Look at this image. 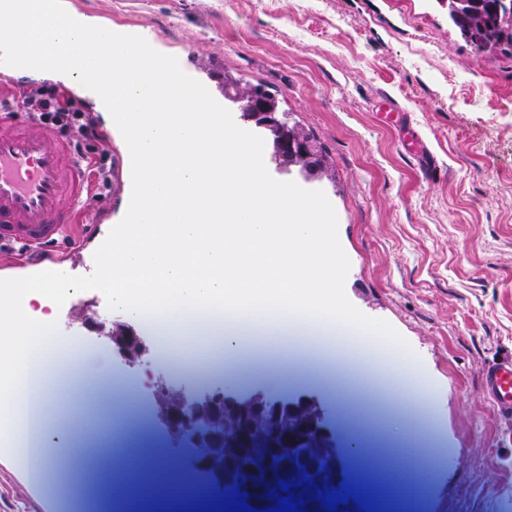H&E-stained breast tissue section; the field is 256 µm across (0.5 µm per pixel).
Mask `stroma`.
<instances>
[{
	"label": "stroma",
	"instance_id": "stroma-1",
	"mask_svg": "<svg viewBox=\"0 0 512 512\" xmlns=\"http://www.w3.org/2000/svg\"><path fill=\"white\" fill-rule=\"evenodd\" d=\"M63 10L113 30L137 32L153 54L182 68L189 84L223 99L212 71L276 90L283 109L328 150L336 179L310 181L260 158L268 180L323 204L341 258L336 293L392 347L367 352L356 379H254L240 391L308 390L324 398L344 440L381 424L399 483L360 470L354 485L393 512H512V422L500 418L482 370L512 355V57H476L448 21L447 0H59ZM402 108L431 154L422 172L377 105ZM112 191L90 199L80 222L93 229L68 264L78 289L57 306L53 333L88 355L107 356L114 377H138L139 408L121 433L139 467L164 455L174 474L194 476L191 449L171 441L150 414L153 383L167 360L128 367L76 308L101 312L104 289L83 259L106 244L105 226L130 206L129 165L119 137ZM408 358L429 388L387 373ZM0 512H67L13 449L0 446Z\"/></svg>",
	"mask_w": 512,
	"mask_h": 512
}]
</instances>
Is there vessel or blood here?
I'll use <instances>...</instances> for the list:
<instances>
[{
  "label": "vessel or blood",
  "instance_id": "b4317fda",
  "mask_svg": "<svg viewBox=\"0 0 512 512\" xmlns=\"http://www.w3.org/2000/svg\"><path fill=\"white\" fill-rule=\"evenodd\" d=\"M19 102L0 100V257L24 249H45L71 235L90 197L84 166L68 145L44 125L20 119ZM383 122L401 127L403 146L413 157L427 149L404 112L385 106ZM52 287L60 301L71 296L72 281L61 258L52 260ZM483 380L500 416L512 420V356L489 363Z\"/></svg>",
  "mask_w": 512,
  "mask_h": 512
}]
</instances>
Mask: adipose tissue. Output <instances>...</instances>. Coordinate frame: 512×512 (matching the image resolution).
<instances>
[{"label":"adipose tissue","instance_id":"ef3b65f1","mask_svg":"<svg viewBox=\"0 0 512 512\" xmlns=\"http://www.w3.org/2000/svg\"><path fill=\"white\" fill-rule=\"evenodd\" d=\"M0 51L34 60L24 77L62 83L91 96L107 129L137 136L139 197L112 230L106 277L113 314L150 329L165 357L220 360L235 370L244 337L269 353L333 327L311 348L305 374L355 371L356 318L336 295L338 255L321 206L271 184L261 148L226 128L194 97L164 87L161 61L102 27L61 12L56 0H0ZM55 289L25 291L0 327V375L10 374L29 340L41 341L30 383L0 392V423L36 402L43 472L70 445L59 416L66 398L95 384L137 406L138 381L112 380L86 354L52 334Z\"/></svg>","mask_w":512,"mask_h":512}]
</instances>
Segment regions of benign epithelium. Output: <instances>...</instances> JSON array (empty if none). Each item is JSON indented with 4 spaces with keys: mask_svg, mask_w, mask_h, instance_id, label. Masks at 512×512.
Segmentation results:
<instances>
[{
    "mask_svg": "<svg viewBox=\"0 0 512 512\" xmlns=\"http://www.w3.org/2000/svg\"><path fill=\"white\" fill-rule=\"evenodd\" d=\"M250 121L276 135L284 166L291 167L298 162L309 179L321 178L316 145L296 137L288 126L276 118L273 110L254 106ZM78 322L103 336L126 362L147 365L155 356L154 348L140 336L118 338L112 335L110 319L84 312ZM176 391L177 404L167 419L169 429L176 437L188 436L197 445L206 442L219 447L226 443L234 448H250L252 442L263 437L254 420V416L262 414L268 431L263 437L265 443L267 447L276 449L282 457L281 466L286 468L289 466V452L309 443L310 434L314 433L322 439L331 437L327 426L329 417L321 412L304 415V410L314 406V400L308 397L282 398L264 392L241 394L229 389L224 396V408L221 409L189 385L178 386ZM221 413L232 420V424L223 430L214 424V419Z\"/></svg>",
    "mask_w": 512,
    "mask_h": 512,
    "instance_id": "benign-epithelium-1",
    "label": "benign epithelium"
}]
</instances>
